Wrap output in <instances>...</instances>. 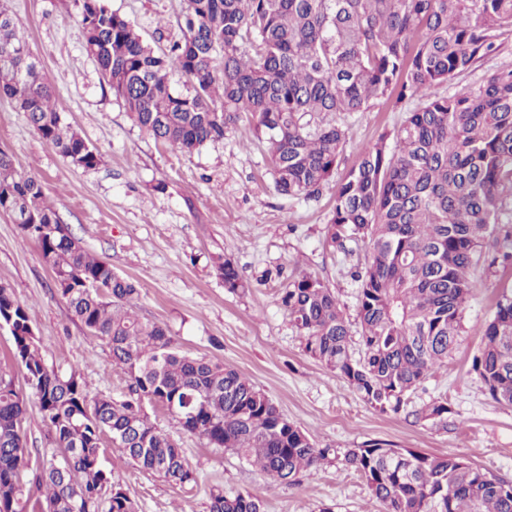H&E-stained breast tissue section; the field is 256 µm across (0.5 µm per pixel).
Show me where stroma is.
I'll list each match as a JSON object with an SVG mask.
<instances>
[{"mask_svg":"<svg viewBox=\"0 0 512 512\" xmlns=\"http://www.w3.org/2000/svg\"><path fill=\"white\" fill-rule=\"evenodd\" d=\"M144 40L166 48L178 33L187 0H108ZM24 29L32 53L54 85L73 127L101 154L94 169L71 166L27 124L23 113L0 99V148L10 150L19 173L38 174L44 192L71 233L96 256L132 280L139 292L133 311L165 326L177 347L247 375L280 407L289 421L321 448H355L382 440L397 448L462 458L512 481V407L491 399L472 370L483 326L491 314L495 280L475 272V288L464 311V331L447 367L425 380L412 407L446 398V423H413L404 414L379 413L348 384L310 358L278 301L289 278L309 273L336 294L349 320L357 318V284L352 274L367 250L348 243L332 249L325 224L335 184L319 198L291 200L277 194L265 144L245 128L191 155L155 142L134 126L122 102L100 80L84 50V33L73 0H0ZM498 51L457 74L441 94L467 92L493 71L512 67V31L502 30ZM419 98L396 104L377 101L347 115V144L336 169L344 175L357 150L392 130ZM164 191H157V184ZM231 258L246 283L228 292L213 268ZM0 284L27 309L46 365L77 372L89 397L117 398L126 377L112 363L106 342L90 336L58 294L53 275L35 241L0 213ZM13 338L0 330V373L14 381L26 400L23 423L30 451L49 447V432L22 367ZM151 421L182 448L196 473L179 485L120 461L110 435H103L104 465H116L138 512H209L210 491L249 493L265 512H383L363 479L339 463L302 476L293 486L272 483L257 467L180 430L164 410L148 407Z\"/></svg>","mask_w":512,"mask_h":512,"instance_id":"35a3bbf8","label":"stroma"}]
</instances>
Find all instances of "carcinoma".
Masks as SVG:
<instances>
[{
	"label": "carcinoma",
	"instance_id": "cac0c4a2",
	"mask_svg": "<svg viewBox=\"0 0 512 512\" xmlns=\"http://www.w3.org/2000/svg\"><path fill=\"white\" fill-rule=\"evenodd\" d=\"M74 4L86 53L141 132L191 154L245 121L266 141L274 188L288 198H314L334 177L346 144L340 115L376 100L421 96L393 133L358 149L325 227L334 249L350 242L369 248L355 274L361 353L354 355L352 324L319 278H292L280 301L308 356L370 408L398 414L417 385L446 366L491 241L487 270L499 288L472 369L496 403L512 407V68L460 95L437 92L497 50L498 32L512 29V0H188L181 36L166 52L146 43L107 0ZM175 72L187 91L174 88ZM0 98L71 165L101 162L66 121L2 7ZM0 213L38 243L58 293L85 330L106 341L127 378L121 399L91 398L76 372L49 369L26 308L0 285V330L13 337L14 358L54 444L23 480L30 459L25 399L0 373V512H136L101 462L106 433L124 463L176 484L196 481L147 404L278 485L337 461L365 481L384 512H512V484L485 469L381 441L319 448L250 378L182 353L166 328L134 314L135 284L80 245L45 202L39 177L18 173L6 150ZM214 270L228 292L244 289L232 259L218 258ZM449 413L447 399L433 398L409 415L445 423ZM210 499V512H263L250 493L216 489Z\"/></svg>",
	"mask_w": 512,
	"mask_h": 512
}]
</instances>
